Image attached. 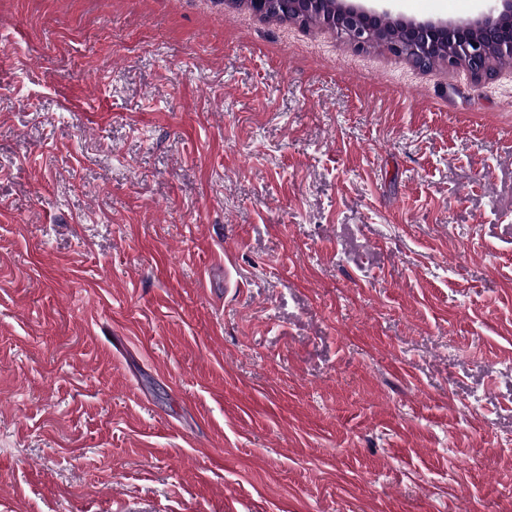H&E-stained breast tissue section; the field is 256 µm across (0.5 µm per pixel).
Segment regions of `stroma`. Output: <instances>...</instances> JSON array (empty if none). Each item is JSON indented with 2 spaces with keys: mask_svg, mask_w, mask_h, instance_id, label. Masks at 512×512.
<instances>
[{
  "mask_svg": "<svg viewBox=\"0 0 512 512\" xmlns=\"http://www.w3.org/2000/svg\"><path fill=\"white\" fill-rule=\"evenodd\" d=\"M0 512H512V63L0 0Z\"/></svg>",
  "mask_w": 512,
  "mask_h": 512,
  "instance_id": "35a3bbf8",
  "label": "stroma"
}]
</instances>
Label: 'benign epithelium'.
<instances>
[{
	"instance_id": "benign-epithelium-1",
	"label": "benign epithelium",
	"mask_w": 512,
	"mask_h": 512,
	"mask_svg": "<svg viewBox=\"0 0 512 512\" xmlns=\"http://www.w3.org/2000/svg\"><path fill=\"white\" fill-rule=\"evenodd\" d=\"M311 3L313 0H251V8L260 15L274 9L286 17L291 11L306 12ZM385 23L395 28V32L387 35L388 50L419 68L428 67L432 56L449 43L455 55L445 60L446 65L462 66L479 81L493 72L488 45H496L503 54H512V0H493V5L478 17L456 22H417L395 18L385 7L335 0V8L327 19L331 30L362 49L375 39Z\"/></svg>"
}]
</instances>
